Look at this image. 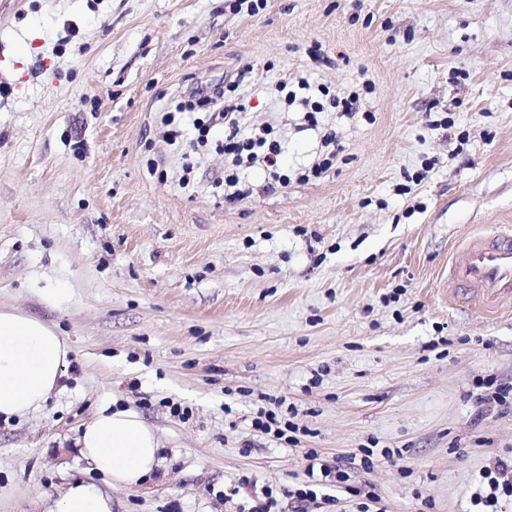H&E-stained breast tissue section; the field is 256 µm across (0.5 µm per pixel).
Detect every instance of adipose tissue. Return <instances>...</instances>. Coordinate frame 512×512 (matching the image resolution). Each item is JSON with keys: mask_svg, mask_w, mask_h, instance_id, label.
<instances>
[{"mask_svg": "<svg viewBox=\"0 0 512 512\" xmlns=\"http://www.w3.org/2000/svg\"><path fill=\"white\" fill-rule=\"evenodd\" d=\"M69 355L64 338L44 321L0 310V418H20L44 407L61 386ZM77 445L106 483L73 481L46 512H112L113 488L138 485L158 464L155 429L130 410L99 412Z\"/></svg>", "mask_w": 512, "mask_h": 512, "instance_id": "obj_1", "label": "adipose tissue"}]
</instances>
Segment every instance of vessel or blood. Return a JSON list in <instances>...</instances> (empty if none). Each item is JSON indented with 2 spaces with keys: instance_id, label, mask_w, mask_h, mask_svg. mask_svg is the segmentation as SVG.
I'll return each instance as SVG.
<instances>
[{
  "instance_id": "vessel-or-blood-1",
  "label": "vessel or blood",
  "mask_w": 512,
  "mask_h": 512,
  "mask_svg": "<svg viewBox=\"0 0 512 512\" xmlns=\"http://www.w3.org/2000/svg\"><path fill=\"white\" fill-rule=\"evenodd\" d=\"M449 276L488 315L512 311V227L476 233L456 247Z\"/></svg>"
}]
</instances>
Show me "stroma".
<instances>
[{
    "instance_id": "1",
    "label": "stroma",
    "mask_w": 512,
    "mask_h": 512,
    "mask_svg": "<svg viewBox=\"0 0 512 512\" xmlns=\"http://www.w3.org/2000/svg\"><path fill=\"white\" fill-rule=\"evenodd\" d=\"M247 65L244 124L290 182L255 166L229 203L221 128L199 145L174 109ZM3 79L0 309L71 353L41 411L0 420V512L97 481L76 441L105 409L161 445L118 512H239L240 477L282 495L311 448L397 453L351 471L382 512H472L512 458V409L473 393L512 386V314L479 312L448 261L512 225V0H0ZM272 409L296 444L252 428Z\"/></svg>"
}]
</instances>
